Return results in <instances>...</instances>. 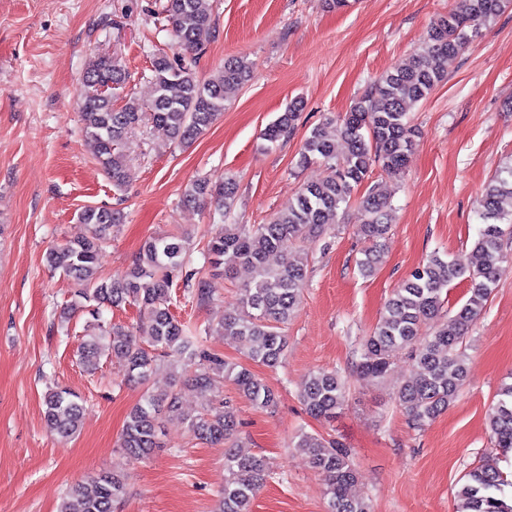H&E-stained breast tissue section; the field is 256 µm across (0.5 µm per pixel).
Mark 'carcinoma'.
<instances>
[{
  "label": "carcinoma",
  "instance_id": "1",
  "mask_svg": "<svg viewBox=\"0 0 512 512\" xmlns=\"http://www.w3.org/2000/svg\"><path fill=\"white\" fill-rule=\"evenodd\" d=\"M512 0H457L455 10L431 25L426 41L416 49L410 63L376 78L339 117L333 131L312 129L299 151V164L322 161L329 169L319 182L303 185L287 206L266 224H226L211 236L202 252L204 263L224 272L245 265L252 280L240 287V308L224 317L223 335L249 342V358L269 368L277 367L287 348L283 327L301 301L308 278V254L294 249L297 242L316 239L336 223L340 209L379 165L390 175H399L413 146L415 128L408 108L425 99L446 77L448 62L463 53L478 37L482 25L497 17ZM165 20L178 46L201 53L215 33L212 0H166ZM253 78V65L232 59L208 79L198 77L192 65L179 55L153 54L154 96L148 107L130 97L116 104L117 90L125 87L127 75L115 56L99 55L83 75L84 93L79 103L82 131L90 139L96 159L117 188L131 178L123 153L128 134L147 120L163 129L172 143L188 146L223 114L227 90ZM302 103H288L284 112L269 123L263 138L274 143L295 128ZM345 150L336 152V138ZM235 187L230 182L214 185L207 179L194 181L185 191L188 204L214 203L229 213ZM366 220L358 235L366 243L357 266L371 274L381 262L390 229V203L372 188L359 197ZM482 220L469 260L457 263L434 254L415 267L394 288L379 320L361 348L360 374L386 378L394 355L410 350L413 374L399 387L397 398L414 425L424 426L454 402L467 377L462 351L470 326L482 314L507 261L503 246L512 237V165L499 171L485 185L479 208ZM78 220L87 233L50 249L46 260L51 271L60 272L74 286L78 303H88L92 333L81 346L86 370L97 369L100 357L112 353L123 370L124 381L143 385L163 358L180 364L169 389L145 390L132 407L124 425L120 448L130 458L143 460L159 447L158 434L165 415L184 421L194 437L226 441L237 429L236 411L226 401L197 414L183 411L181 390L190 388L202 395L214 391L216 378L232 380L240 394L255 406L275 404L276 394L250 369L230 363L209 352L200 342L201 330L179 322L170 310V288L180 279L187 294L209 303L216 290L191 261L188 240L162 236L144 242L133 264L121 275L103 277L98 272V253L122 223L123 214L109 207L86 206ZM282 254L272 265L268 257ZM470 282V296L438 327L423 346L415 339L442 308V294L451 283ZM133 304L139 318L131 326L107 325L101 320L104 306L118 308ZM347 382L334 371H317L302 386L300 397L315 419H334L345 402ZM85 406L82 399L65 388L44 396V421L50 433L61 440L76 435ZM494 447L501 454L512 452V382L502 384L497 401L488 414ZM294 447L304 452L325 482L327 512H371L369 504L349 495L356 479L351 451L343 443L319 434L303 432ZM224 482L220 512H251L258 490L271 478L266 458L229 452L224 460ZM511 486L492 459L464 475L456 492V512H512V496L503 493ZM126 492V478L100 471L75 483L63 499L59 512H113L114 503Z\"/></svg>",
  "mask_w": 512,
  "mask_h": 512
}]
</instances>
